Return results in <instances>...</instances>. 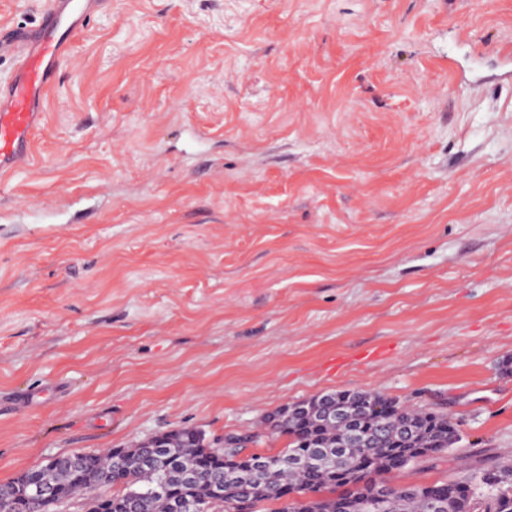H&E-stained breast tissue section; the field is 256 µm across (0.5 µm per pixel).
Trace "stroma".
Listing matches in <instances>:
<instances>
[{
  "instance_id": "obj_1",
  "label": "stroma",
  "mask_w": 512,
  "mask_h": 512,
  "mask_svg": "<svg viewBox=\"0 0 512 512\" xmlns=\"http://www.w3.org/2000/svg\"><path fill=\"white\" fill-rule=\"evenodd\" d=\"M0 185V483L320 394L512 453V0H112ZM110 184V194L99 192Z\"/></svg>"
}]
</instances>
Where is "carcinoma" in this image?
<instances>
[{
  "instance_id": "obj_1",
  "label": "carcinoma",
  "mask_w": 512,
  "mask_h": 512,
  "mask_svg": "<svg viewBox=\"0 0 512 512\" xmlns=\"http://www.w3.org/2000/svg\"><path fill=\"white\" fill-rule=\"evenodd\" d=\"M330 400L347 404L352 420L323 416L326 404L309 399L304 410L265 422L270 434L286 438L275 453L242 457L257 433L231 436L220 448L203 447L196 429L160 433L165 447L143 441L129 448H105L58 456L55 465L31 469L46 494H14V481L0 483V512H59L57 491L80 493L117 487L105 496L112 512H180L190 500L203 512H256L264 501L274 512H292L288 493H316L305 512H494L508 500L512 484L490 477L512 471L506 460L465 481L390 486L384 475L445 453L461 439L446 415L402 404L376 392L342 391ZM369 442L362 448L359 443Z\"/></svg>"
}]
</instances>
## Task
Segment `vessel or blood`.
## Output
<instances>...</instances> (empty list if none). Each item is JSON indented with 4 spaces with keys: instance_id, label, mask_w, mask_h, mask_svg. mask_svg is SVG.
Listing matches in <instances>:
<instances>
[{
    "instance_id": "vessel-or-blood-1",
    "label": "vessel or blood",
    "mask_w": 512,
    "mask_h": 512,
    "mask_svg": "<svg viewBox=\"0 0 512 512\" xmlns=\"http://www.w3.org/2000/svg\"><path fill=\"white\" fill-rule=\"evenodd\" d=\"M110 0H42L39 21L0 35V58H12L11 76L0 81V178L31 160L34 134L46 124L44 102L85 20Z\"/></svg>"
}]
</instances>
